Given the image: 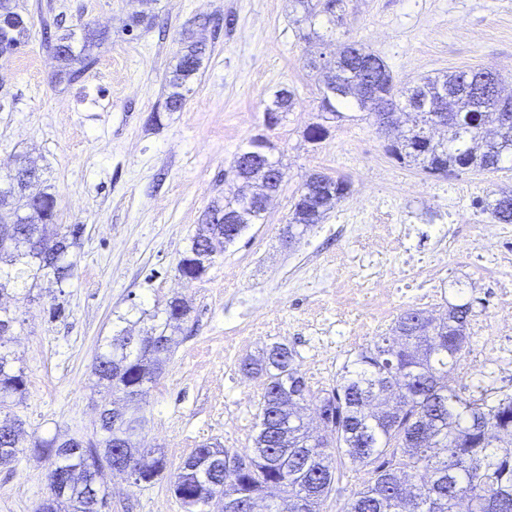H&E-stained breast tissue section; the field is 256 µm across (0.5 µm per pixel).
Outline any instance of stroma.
<instances>
[{
	"label": "stroma",
	"mask_w": 512,
	"mask_h": 512,
	"mask_svg": "<svg viewBox=\"0 0 512 512\" xmlns=\"http://www.w3.org/2000/svg\"><path fill=\"white\" fill-rule=\"evenodd\" d=\"M22 2L48 22L73 30L90 22L110 38L70 85L52 83L55 61L40 32L0 60V175L16 158L34 159L56 195L59 223L84 227L68 284L46 281L30 300L8 302L18 319L9 346L28 379L12 412L31 440L99 438V409L110 396L95 384L97 353L125 320L146 330L140 311L181 295L189 319L143 403L148 424L137 439L162 450L166 472L138 486L108 470L101 480L112 512H185L170 474L194 448L218 442L245 454L253 446L261 389L241 361L283 344L296 351L313 396L335 386L344 364L403 310L424 306L404 251L390 262L405 283L381 318L376 289L359 287L346 255L367 247L370 232L384 237L400 224L413 225L412 244L429 252L435 225L458 210L488 223L480 202L511 187L512 170L429 176L392 160L368 119L336 124L320 145L306 142L320 98L307 61L321 48L302 39L292 0H158L153 25L130 32L128 0ZM188 27L206 38L207 52L183 109L168 112V79ZM342 30L380 55L396 80L489 67L512 87V0H348ZM283 86L295 106L265 129L263 102ZM261 133L286 172L264 223L250 225L202 279L184 280L176 266L202 212L223 200L235 155ZM312 172L348 179L351 191L321 224L292 238L291 206ZM477 226L458 225L433 301L444 309L462 295L490 318L497 285L476 260ZM55 300L65 313L54 319ZM47 467L28 450L0 467V512H35L47 494Z\"/></svg>",
	"instance_id": "obj_1"
}]
</instances>
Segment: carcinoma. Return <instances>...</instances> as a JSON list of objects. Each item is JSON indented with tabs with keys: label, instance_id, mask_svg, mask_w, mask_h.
Returning a JSON list of instances; mask_svg holds the SVG:
<instances>
[{
	"label": "carcinoma",
	"instance_id": "cac0c4a2",
	"mask_svg": "<svg viewBox=\"0 0 512 512\" xmlns=\"http://www.w3.org/2000/svg\"><path fill=\"white\" fill-rule=\"evenodd\" d=\"M156 2L135 0L127 26L151 25ZM293 2L302 9L310 34L332 48L322 64L332 75L320 87L321 121L307 128L309 142L324 141L332 122L356 120L351 110L375 120L401 103L411 125L386 148L396 162L433 175L450 169L493 173L512 164V93L502 94L499 74L483 68L398 83L385 61L364 44L336 43L347 0ZM320 16L328 24L325 34L314 29ZM34 27L35 18L23 14L16 0H0V30L9 49L3 59L29 44ZM80 31L79 39L70 29L42 43L57 60L53 78L59 83L80 81L96 62L91 50L106 39V33L89 22L81 24ZM203 56L193 31L185 30L168 82L166 111L183 107ZM292 105L293 93L283 87L265 104L264 113L279 124ZM260 146L255 137L236 157L240 176L247 181L265 179L281 168L274 159L275 145L262 152ZM1 187L6 192L0 196V296L28 299L45 278L58 286L69 281L83 225L57 223L56 195L47 187L30 197L23 179L6 184L0 177ZM350 187L345 178L309 174L293 202L289 226L305 230L321 223ZM29 208L38 211L43 225L12 223ZM483 211L494 224H512V189L499 190ZM265 217L266 209L258 203L240 208L236 194L222 206L208 207L177 263L180 276L202 278L208 269L202 254L223 253L249 225ZM189 314L185 300L171 297L151 315L158 324L151 327L148 342L129 340L124 328L117 331L95 357L96 385L141 408L163 374L173 333L183 324L180 317ZM470 317L469 301L449 305L448 313L438 319L425 310H404L388 333L343 366L336 387L319 397L314 411L323 430L317 433L301 415L307 410L310 387L293 350L275 344L259 357L242 360L241 370L262 386L252 466L226 474L214 457L229 449L202 444L179 466L172 483L175 497L186 512H195L213 499L257 500L273 487L288 497V512H321L341 478L335 462L339 458L356 471L368 468L369 474L347 512H458L463 501L467 512H512V396H494L483 387L476 396L468 385L448 384V374L456 370L469 341ZM18 362L0 338V409L26 392L25 372ZM99 418L103 437L76 453L56 452L63 442L55 436L33 441L31 451L48 461V496L37 512H111L110 493L94 478L89 459L119 477L135 467L137 486L152 482L165 469L162 453L136 445L134 437L142 428L118 427L110 404L103 406ZM22 430L18 416L0 417L1 466L16 461Z\"/></svg>",
	"mask_w": 512,
	"mask_h": 512
}]
</instances>
